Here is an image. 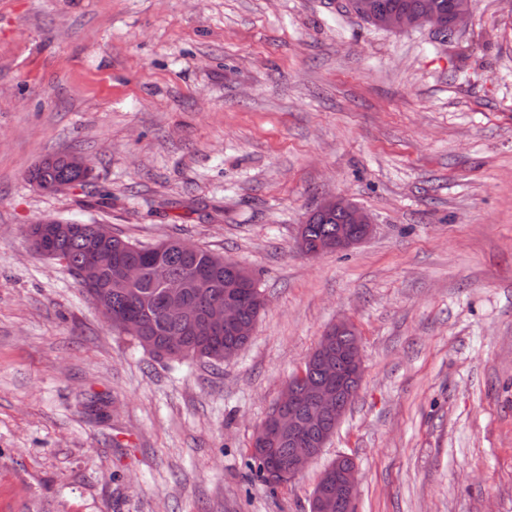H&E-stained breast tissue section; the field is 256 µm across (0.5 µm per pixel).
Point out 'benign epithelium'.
<instances>
[{
    "label": "benign epithelium",
    "mask_w": 512,
    "mask_h": 512,
    "mask_svg": "<svg viewBox=\"0 0 512 512\" xmlns=\"http://www.w3.org/2000/svg\"><path fill=\"white\" fill-rule=\"evenodd\" d=\"M471 16L470 9H460L447 22L437 12L420 11L415 15L389 13L376 18V23L390 30H408L429 26L435 41L446 43L444 33L454 34L463 28ZM315 212L336 213L342 223L336 225V235L310 245L300 240L305 256H320L348 252L367 240L374 231L370 216L346 199H326ZM41 224L40 252L56 258L51 246L58 236L76 231L70 224H53L43 218ZM110 226L100 224L94 228L93 245L89 259L79 268L78 276L90 291L91 299L107 320L112 321L111 288L132 284L142 275L137 263H126L119 269L113 284L102 281V269L109 259L107 245L111 242ZM166 310L184 320L189 327L202 324L211 335L234 332L239 336L252 335L254 326L246 325L241 318L237 301L226 299L214 303L203 315H198L188 304L189 289L198 288L201 282L191 278L162 279ZM354 325L339 320L328 327L307 358V363L322 370V379L307 386L290 380L283 388L266 419L256 429L252 448L269 460L266 476L271 482L277 479H294L312 463L327 445L335 428L346 411L347 401L356 394L363 375V361L359 340L341 344L344 336H354ZM288 439L291 445L285 464L272 460L273 446ZM357 465L348 455H340L321 475L310 498V512H353L357 495Z\"/></svg>",
    "instance_id": "1"
}]
</instances>
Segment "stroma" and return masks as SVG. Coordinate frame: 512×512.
Masks as SVG:
<instances>
[{"label": "stroma", "instance_id": "stroma-1", "mask_svg": "<svg viewBox=\"0 0 512 512\" xmlns=\"http://www.w3.org/2000/svg\"><path fill=\"white\" fill-rule=\"evenodd\" d=\"M348 0H0V512H309L354 458L356 512H512V0L447 44ZM80 155L82 186L29 170ZM343 196L376 230L297 249ZM190 241L265 293L220 363L113 331L41 218ZM364 375L320 456L277 490L253 431L323 330ZM48 219L54 224H51L49 220L43 218L36 221L35 224H32L31 226H38L37 224H42L39 231V239H41L40 252L47 257L55 259L57 254L51 246L52 241H54L58 236L75 232L76 227L78 226H72L71 224H61L69 222H63L55 218Z\"/></svg>", "mask_w": 512, "mask_h": 512}]
</instances>
